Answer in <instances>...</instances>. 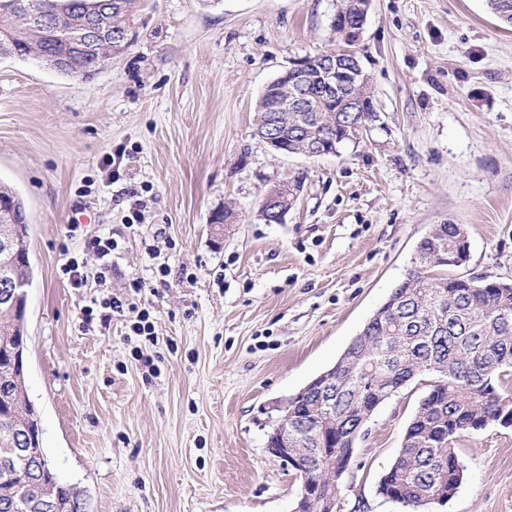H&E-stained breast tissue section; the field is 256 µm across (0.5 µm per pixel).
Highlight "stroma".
Here are the masks:
<instances>
[{
  "instance_id": "35a3bbf8",
  "label": "stroma",
  "mask_w": 512,
  "mask_h": 512,
  "mask_svg": "<svg viewBox=\"0 0 512 512\" xmlns=\"http://www.w3.org/2000/svg\"><path fill=\"white\" fill-rule=\"evenodd\" d=\"M338 3L138 0L134 42L92 76L0 57V181L31 224L26 385L56 478L88 512H292L301 480L268 452L269 417L338 361L428 230L467 232L450 275L512 281V28L486 0H371L354 49L379 119L339 154L277 155L256 135L267 84L344 48ZM119 150L118 174L100 170ZM294 180L284 222L266 223V192ZM158 228L163 279L145 252ZM106 232L109 292L141 280L154 306L153 368L125 317L82 326L99 286L84 242ZM72 257L84 288L61 274ZM423 392L373 411L340 512H403L377 486ZM457 448L462 485L419 512H512V427Z\"/></svg>"
}]
</instances>
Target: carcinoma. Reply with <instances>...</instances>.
Instances as JSON below:
<instances>
[{"instance_id": "obj_1", "label": "carcinoma", "mask_w": 512, "mask_h": 512, "mask_svg": "<svg viewBox=\"0 0 512 512\" xmlns=\"http://www.w3.org/2000/svg\"><path fill=\"white\" fill-rule=\"evenodd\" d=\"M505 26L512 28V0H488ZM136 0H0V33L4 32L21 59L40 60L58 50L68 53L62 74L85 75L93 60L106 61L127 46L103 41L89 54L77 44L88 21L112 20V28L133 22ZM53 17L46 28L25 23L20 16ZM363 102L352 120L367 125L377 121L369 85L348 89ZM272 94L263 91L256 107V126L264 124ZM288 132V152L308 153L325 133L336 135V148L350 142L338 124L336 101L324 112H281ZM463 228L435 224L419 241L416 270L389 294L385 303L345 349L333 370L335 380L317 378L293 400L288 435L302 437L299 447L310 454L307 481L321 494L301 501V512H329L327 500H338L341 472L353 457L363 418L398 389L417 382L425 387L415 414L406 428L401 448L382 476L378 494L406 508L440 503L453 497L462 484L464 467L456 444L465 434L485 428L500 414L512 412V395L498 385L512 377V282L430 275L428 270L448 268L442 260L459 247ZM11 236L17 248L11 253L12 276L32 279L30 224L21 196L0 185V237ZM25 319L12 302L0 300V504L9 512H38L41 490L24 479L44 453L38 442L28 445V456L11 455L12 429L25 427L27 436L41 438L34 427L37 412L29 399L24 369L11 350L25 339ZM51 496L58 512H79L78 491L57 482Z\"/></svg>"}]
</instances>
